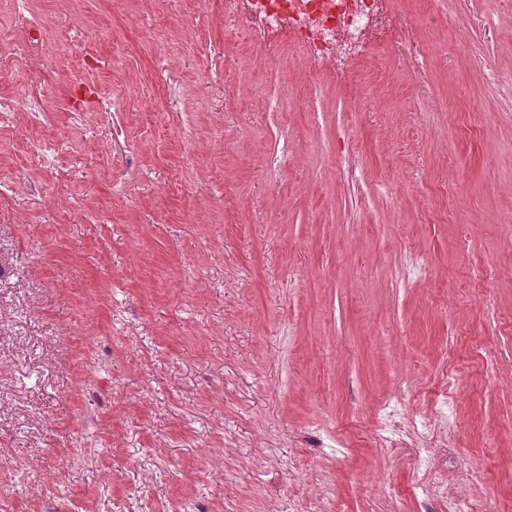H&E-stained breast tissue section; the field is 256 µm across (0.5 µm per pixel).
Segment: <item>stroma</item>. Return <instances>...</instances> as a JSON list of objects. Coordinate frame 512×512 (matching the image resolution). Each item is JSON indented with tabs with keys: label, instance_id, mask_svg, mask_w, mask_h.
I'll return each mask as SVG.
<instances>
[{
	"label": "stroma",
	"instance_id": "stroma-1",
	"mask_svg": "<svg viewBox=\"0 0 512 512\" xmlns=\"http://www.w3.org/2000/svg\"><path fill=\"white\" fill-rule=\"evenodd\" d=\"M389 2L340 75L224 0H32L58 152L0 117V512H414L377 408L444 390L449 483L512 504V0Z\"/></svg>",
	"mask_w": 512,
	"mask_h": 512
}]
</instances>
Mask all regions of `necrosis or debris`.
<instances>
[{
  "label": "necrosis or debris",
  "instance_id": "obj_1",
  "mask_svg": "<svg viewBox=\"0 0 512 512\" xmlns=\"http://www.w3.org/2000/svg\"><path fill=\"white\" fill-rule=\"evenodd\" d=\"M385 5L386 0H224V14L248 32L252 43L270 47L287 40L308 67L333 71L370 31L390 24ZM382 416L379 442L420 464L413 486L418 512H470L477 499L484 512H500L496 499L477 497L475 487L449 489L440 462L453 438L443 432L442 422L402 412L392 401L383 405Z\"/></svg>",
  "mask_w": 512,
  "mask_h": 512
}]
</instances>
